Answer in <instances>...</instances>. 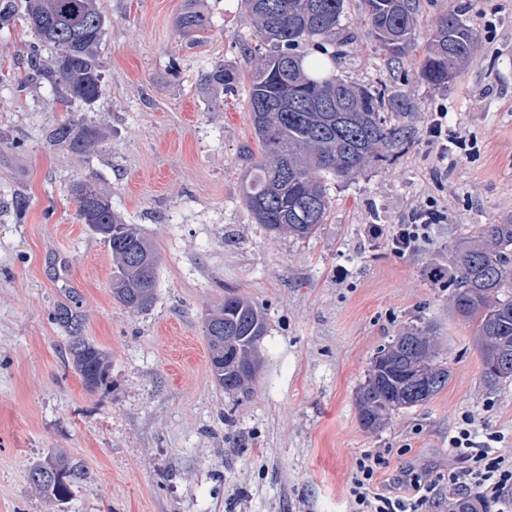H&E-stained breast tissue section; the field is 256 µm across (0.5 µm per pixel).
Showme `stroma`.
<instances>
[{
    "label": "stroma",
    "mask_w": 512,
    "mask_h": 512,
    "mask_svg": "<svg viewBox=\"0 0 512 512\" xmlns=\"http://www.w3.org/2000/svg\"><path fill=\"white\" fill-rule=\"evenodd\" d=\"M184 4L103 0L106 94L86 118L104 139L87 162L44 143L61 107L47 85L17 92L32 35L20 19L0 29V512H354L349 488L366 452L385 460L376 492L411 469L437 483L428 512H449L448 472L460 464L449 440L460 427L512 462V381L481 385L475 328L456 314L452 289L428 277L477 225L512 222V0H413L420 35L401 59L372 41L360 0H346L332 73L384 89L405 137L388 161L329 180L327 220L305 240L271 236L241 198L259 150L247 95L261 60L243 49L252 17L238 0H203L212 25L196 43L174 26ZM452 12L476 28L479 47L455 80L432 87L419 64ZM218 62L240 80L216 99L200 77ZM441 108L468 157L438 159L426 128ZM18 136L22 149L8 147ZM91 169L159 256L149 311L113 299L112 256L75 216L67 185ZM430 202L441 220L413 254L368 235ZM230 294L257 304L268 325L245 396L215 384L204 335ZM74 300L83 336L112 361L92 392L65 364L68 334L50 318ZM427 324L447 387L366 431L356 393L378 349ZM56 450L86 470L61 507L27 483Z\"/></svg>",
    "instance_id": "1"
}]
</instances>
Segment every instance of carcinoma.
Listing matches in <instances>:
<instances>
[{
	"label": "carcinoma",
	"instance_id": "1",
	"mask_svg": "<svg viewBox=\"0 0 512 512\" xmlns=\"http://www.w3.org/2000/svg\"><path fill=\"white\" fill-rule=\"evenodd\" d=\"M361 7L371 35L393 57H403L415 44L411 0H361ZM241 8L254 20L253 51L262 60L251 78L247 101L262 159L246 173L242 198L270 233L304 240L325 223L326 177L347 178L372 162L386 160V150L400 129L385 117L384 90L309 71L305 56L297 53L304 42H336L345 0H241ZM16 16V0H0V28L10 26ZM23 17L33 35L24 64L50 86L66 112L64 119L45 129V142L65 146L87 160L103 140L100 129L83 115L105 91L102 47L108 17L101 0H25ZM174 24L183 35L200 40L211 27V17L200 0H186ZM478 44L476 30L459 14L442 18L420 63V79L432 86L454 80ZM201 81L224 93L234 91L237 77L218 63ZM342 108L347 113L338 123L336 111ZM68 192L78 221L112 229L97 233L112 254V296L134 311L150 310L156 277L144 282L130 261L133 255L146 256L157 269L150 239L112 210L108 193L95 177L74 181ZM448 267L454 306L475 327L482 383L493 387L511 379V374L499 372L498 358L512 352V224L481 225L448 249ZM51 319L69 333L67 351L85 388L97 390L109 375L111 361L103 349L80 335L84 312L79 302L55 308ZM266 331L261 310L239 296L225 297L208 315L211 371L222 390L248 392L257 374V344ZM449 377L433 328L404 331L377 352L358 392L362 426L374 431L394 414L429 402L448 386ZM84 476L81 463L51 453L32 464L27 480L50 502L62 504Z\"/></svg>",
	"mask_w": 512,
	"mask_h": 512
}]
</instances>
